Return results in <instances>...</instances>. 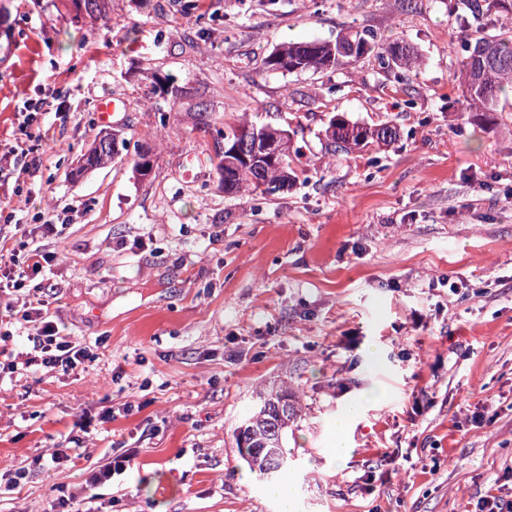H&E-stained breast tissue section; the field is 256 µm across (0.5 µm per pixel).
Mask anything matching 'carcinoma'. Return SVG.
<instances>
[{
	"mask_svg": "<svg viewBox=\"0 0 512 512\" xmlns=\"http://www.w3.org/2000/svg\"><path fill=\"white\" fill-rule=\"evenodd\" d=\"M73 2L83 4L89 16L104 18L112 0ZM457 4L478 15H512V0H457ZM367 58L377 60L390 72H406L418 63L419 53L409 43L391 44L370 29L350 28L339 33L333 42L314 39L279 44L260 59L257 69L262 74L335 72ZM458 79L464 110L496 111L500 95L512 91V31H475L466 45V55L460 60ZM220 135L224 137V151L220 155L218 175L224 195L233 196L247 189L252 199L259 200L288 186L295 178L287 130L245 119L225 126ZM325 135L329 151L348 153L374 142L389 144L397 139L399 132L388 123L367 126L337 112L329 117ZM264 141L276 143L277 153L260 168L247 167L240 157L244 144ZM125 150V139L114 132H104L84 154L83 168L103 167L122 157ZM130 162L133 173L141 179L153 170L154 160L149 152L136 151ZM300 417L297 391L272 389L260 395L256 407L236 427V445L259 479L271 484L290 465L285 450L286 435Z\"/></svg>",
	"mask_w": 512,
	"mask_h": 512,
	"instance_id": "carcinoma-1",
	"label": "carcinoma"
}]
</instances>
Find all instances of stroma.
<instances>
[{"mask_svg": "<svg viewBox=\"0 0 512 512\" xmlns=\"http://www.w3.org/2000/svg\"><path fill=\"white\" fill-rule=\"evenodd\" d=\"M181 2L112 0L94 19L0 0V153L26 102L39 146L28 174L0 175V237L53 254L51 311L89 348L78 373L0 374V512H60L71 493L81 512H279L233 438L272 384L300 391L283 474L297 512L512 500V94L465 112L456 78L483 17L448 0ZM350 26L410 43L420 66L256 70L278 44ZM106 96L124 104L107 124ZM334 110L399 137L330 153ZM245 112L307 159L258 202L226 197L217 174L216 130ZM108 128L150 150L149 177L125 160L76 174ZM357 399L339 463L331 425ZM126 451L134 466L82 500L90 470Z\"/></svg>", "mask_w": 512, "mask_h": 512, "instance_id": "35a3bbf8", "label": "stroma"}]
</instances>
